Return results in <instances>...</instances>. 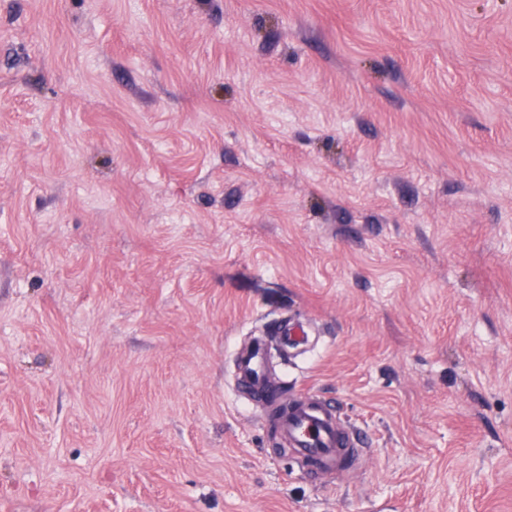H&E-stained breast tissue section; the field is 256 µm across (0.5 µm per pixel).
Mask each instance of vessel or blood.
Wrapping results in <instances>:
<instances>
[{"mask_svg": "<svg viewBox=\"0 0 512 512\" xmlns=\"http://www.w3.org/2000/svg\"><path fill=\"white\" fill-rule=\"evenodd\" d=\"M264 365L265 354L259 348L246 354L240 362L238 387L254 401L273 397L262 377ZM336 413L331 402L301 399L289 406L287 414L278 422L282 438L298 457L309 462L312 470L324 472L345 468L348 458L342 455V447L355 448L361 443L356 433L338 429Z\"/></svg>", "mask_w": 512, "mask_h": 512, "instance_id": "1", "label": "vessel or blood"}]
</instances>
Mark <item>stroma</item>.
Here are the masks:
<instances>
[{"label": "stroma", "instance_id": "stroma-1", "mask_svg": "<svg viewBox=\"0 0 512 512\" xmlns=\"http://www.w3.org/2000/svg\"><path fill=\"white\" fill-rule=\"evenodd\" d=\"M0 512H512V0H0ZM264 365L265 354L261 348L249 352L240 362L241 380L238 388L246 392L253 401L271 400L273 397L262 377ZM295 402L278 422L282 438L298 457L309 462L312 470L345 469L348 456L342 455L339 448L345 444L357 448L361 444L358 435L338 429L337 410L331 402L306 399Z\"/></svg>", "mask_w": 512, "mask_h": 512}]
</instances>
